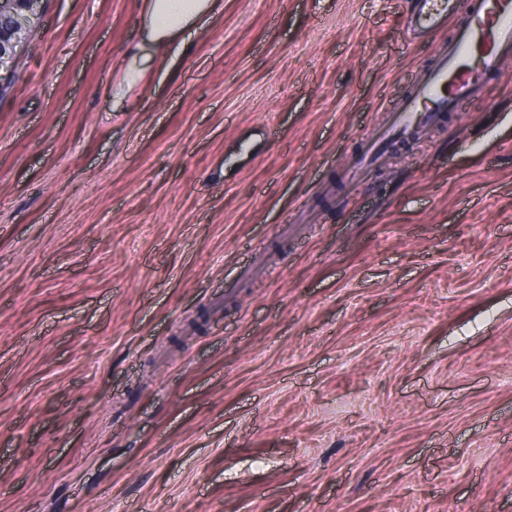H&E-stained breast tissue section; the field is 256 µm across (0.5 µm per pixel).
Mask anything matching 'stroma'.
<instances>
[{
	"mask_svg": "<svg viewBox=\"0 0 512 512\" xmlns=\"http://www.w3.org/2000/svg\"><path fill=\"white\" fill-rule=\"evenodd\" d=\"M143 6L0 70V512H512V60L352 182L448 32ZM144 1L149 37L162 47L188 30L204 29L220 6V0Z\"/></svg>",
	"mask_w": 512,
	"mask_h": 512,
	"instance_id": "1",
	"label": "stroma"
}]
</instances>
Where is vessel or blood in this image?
Returning a JSON list of instances; mask_svg holds the SVG:
<instances>
[{
	"instance_id": "obj_1",
	"label": "vessel or blood",
	"mask_w": 512,
	"mask_h": 512,
	"mask_svg": "<svg viewBox=\"0 0 512 512\" xmlns=\"http://www.w3.org/2000/svg\"><path fill=\"white\" fill-rule=\"evenodd\" d=\"M458 0H411L406 27L413 33L452 28L434 64L398 103L390 123L380 128L351 177L382 153L387 140L406 137L436 122L441 113L460 111L478 98L490 79L512 58V0H469L459 14Z\"/></svg>"
}]
</instances>
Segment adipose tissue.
Listing matches in <instances>:
<instances>
[{
	"label": "adipose tissue",
	"mask_w": 512,
	"mask_h": 512,
	"mask_svg": "<svg viewBox=\"0 0 512 512\" xmlns=\"http://www.w3.org/2000/svg\"><path fill=\"white\" fill-rule=\"evenodd\" d=\"M220 6V0H145V23L150 39L171 44L187 31L205 28Z\"/></svg>",
	"instance_id": "1"
}]
</instances>
